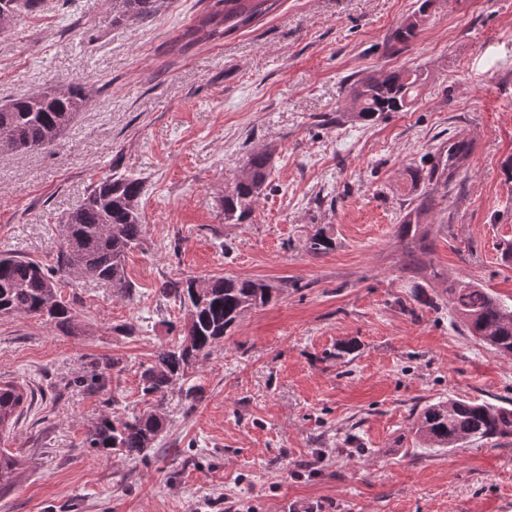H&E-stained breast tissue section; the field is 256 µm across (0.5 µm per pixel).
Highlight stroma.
I'll return each instance as SVG.
<instances>
[{
    "mask_svg": "<svg viewBox=\"0 0 512 512\" xmlns=\"http://www.w3.org/2000/svg\"><path fill=\"white\" fill-rule=\"evenodd\" d=\"M208 5L116 23L106 0H38L0 33V101L88 96L52 148L0 155V251L57 267L60 225L113 174L142 180L144 225L131 297L61 277L76 334L0 317V381L32 394L0 434L24 462L0 512H512V439L439 450L411 432L429 402L512 408V358L468 336L446 293L460 277L512 305V0H436L404 44L391 35L416 0H278L177 48ZM390 69L424 72L419 97L356 120L350 84ZM455 135L473 150L414 265L398 228L425 188L409 171ZM256 150L268 183L248 223H225L224 189ZM320 231L335 247L316 256ZM185 276L280 295L194 368V406L168 390L147 461L98 457L83 443L102 416L153 402L141 368L184 323L159 290Z\"/></svg>",
    "mask_w": 512,
    "mask_h": 512,
    "instance_id": "1",
    "label": "stroma"
}]
</instances>
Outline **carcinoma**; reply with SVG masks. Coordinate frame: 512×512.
I'll list each match as a JSON object with an SVG mask.
<instances>
[{"mask_svg": "<svg viewBox=\"0 0 512 512\" xmlns=\"http://www.w3.org/2000/svg\"><path fill=\"white\" fill-rule=\"evenodd\" d=\"M158 0H119L112 20H144L156 13ZM278 0H212L209 12L189 28L183 38L188 43L221 39L269 12ZM37 0H0V30L31 11ZM432 5L421 0L416 12L393 32L406 43L417 31ZM422 85V74L412 70H390L377 77L357 80L350 86L349 108L354 116L373 122L390 112L410 108ZM86 102L78 88L47 89L0 103V143L11 150L38 151L52 146ZM470 148L455 138L437 149L430 166L415 170L412 182L420 180L448 195L457 175L464 170ZM270 154L253 151L240 175L224 189L221 208L224 222L243 224L253 212L269 171ZM142 181L126 176H110L97 183L83 205L64 224L65 250L57 270L71 276L88 272L112 283L123 296L132 294L126 278V253L139 243L143 233L139 204ZM433 206L428 196L406 214L402 240L405 249H426L428 232L420 228V217ZM332 238L318 232L308 240V251L325 253ZM193 277L166 282L160 292L174 297L186 308L182 336L160 350L155 360L140 373L142 391L162 397L180 382L188 404L197 400V387L187 385L188 372L208 359L215 344L224 339L248 311L271 303L279 289L249 278H216L203 281L193 292ZM448 295L464 330L504 357H512V306L487 289L456 278L448 285ZM37 315L66 334L75 332L76 310L58 293L54 273L39 263L16 255L0 254V316ZM27 390L12 382L0 383V431L14 422L27 402ZM415 438L429 448H458L478 439L512 437V408L487 401L450 399L426 403L412 413ZM166 424L161 405L123 418L104 415L88 432L86 447L108 456L119 452L134 459L147 457ZM20 461L8 449L0 448V490L13 485Z\"/></svg>", "mask_w": 512, "mask_h": 512, "instance_id": "obj_1", "label": "carcinoma"}]
</instances>
